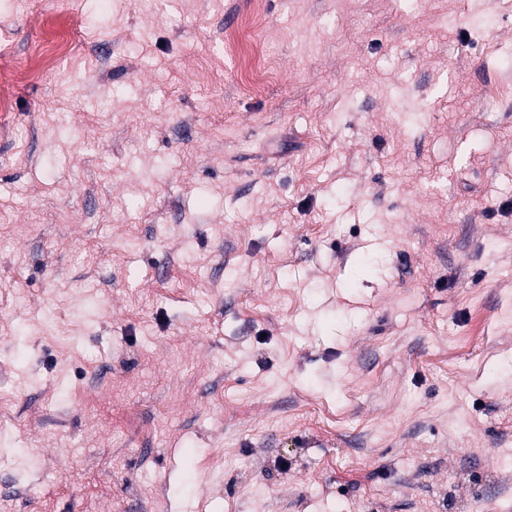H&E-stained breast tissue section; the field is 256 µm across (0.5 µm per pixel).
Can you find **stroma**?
Here are the masks:
<instances>
[{
    "mask_svg": "<svg viewBox=\"0 0 512 512\" xmlns=\"http://www.w3.org/2000/svg\"><path fill=\"white\" fill-rule=\"evenodd\" d=\"M0 0V512H512V0ZM265 20L262 1L256 2L252 14L244 17L237 31L227 37L228 46H239L243 49L245 59L248 60L247 70L250 77L242 83L241 90L248 94H257L261 91L265 78L270 74L269 54L258 40L251 38L252 32L263 24ZM76 42V37L74 33H67L66 38L62 39L60 43L56 45V49L54 53L57 55L52 59H60V58H66L71 53H73V47ZM49 54H46V57L42 60L35 61L33 63L29 62H22L17 65H14V67L6 72H3L2 77L4 80H14L17 78H29V79H35L38 77L39 73L41 72V69L49 62H51V58H49Z\"/></svg>",
    "mask_w": 512,
    "mask_h": 512,
    "instance_id": "1",
    "label": "stroma"
}]
</instances>
